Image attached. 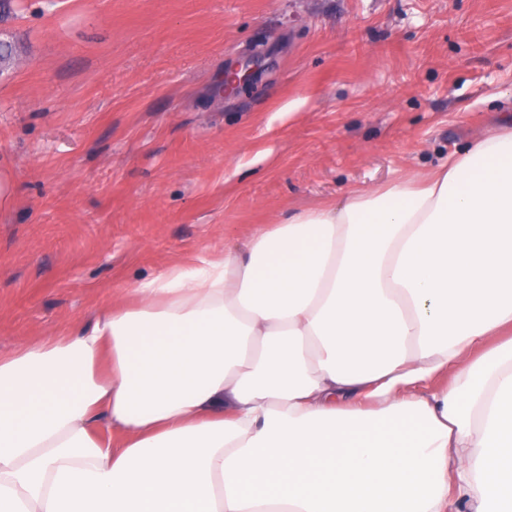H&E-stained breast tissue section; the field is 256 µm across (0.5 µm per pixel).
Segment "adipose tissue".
I'll return each instance as SVG.
<instances>
[{
	"instance_id": "obj_1",
	"label": "adipose tissue",
	"mask_w": 512,
	"mask_h": 512,
	"mask_svg": "<svg viewBox=\"0 0 512 512\" xmlns=\"http://www.w3.org/2000/svg\"><path fill=\"white\" fill-rule=\"evenodd\" d=\"M132 293L0 356V512H512V129Z\"/></svg>"
}]
</instances>
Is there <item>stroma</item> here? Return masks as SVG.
I'll return each instance as SVG.
<instances>
[{"label":"stroma","mask_w":512,"mask_h":512,"mask_svg":"<svg viewBox=\"0 0 512 512\" xmlns=\"http://www.w3.org/2000/svg\"><path fill=\"white\" fill-rule=\"evenodd\" d=\"M0 354L172 265L434 167L512 107V0H17ZM264 52L250 90L224 72Z\"/></svg>","instance_id":"stroma-1"}]
</instances>
